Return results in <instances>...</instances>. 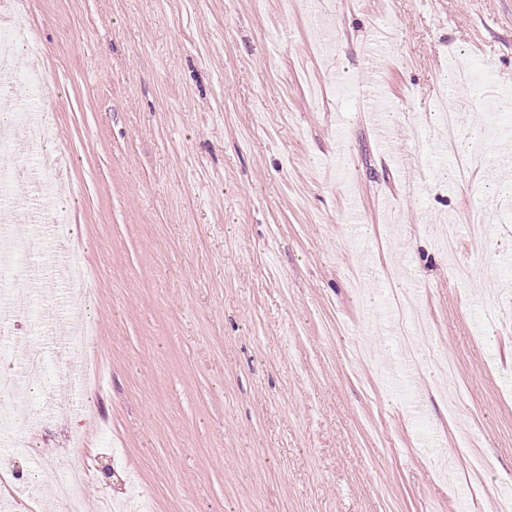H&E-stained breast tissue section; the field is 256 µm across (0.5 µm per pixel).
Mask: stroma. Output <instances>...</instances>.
<instances>
[{
    "instance_id": "1",
    "label": "stroma",
    "mask_w": 512,
    "mask_h": 512,
    "mask_svg": "<svg viewBox=\"0 0 512 512\" xmlns=\"http://www.w3.org/2000/svg\"><path fill=\"white\" fill-rule=\"evenodd\" d=\"M303 2L22 0L91 277L97 336L70 365L108 371L24 395L21 421L67 410L10 449L25 478L53 449L92 469L84 507L142 493L149 512H489L512 485V213L407 131L474 55L512 90V0ZM454 100L462 148L499 161L512 135ZM390 288L455 353L466 404L436 372L404 378Z\"/></svg>"
}]
</instances>
